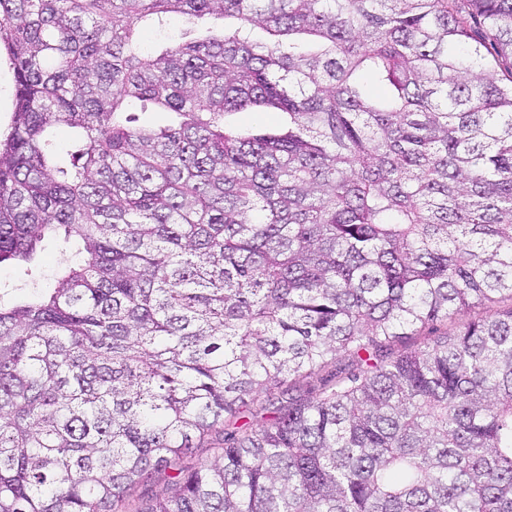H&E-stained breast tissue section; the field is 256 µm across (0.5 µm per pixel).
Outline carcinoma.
<instances>
[{"label": "carcinoma", "instance_id": "carcinoma-1", "mask_svg": "<svg viewBox=\"0 0 512 512\" xmlns=\"http://www.w3.org/2000/svg\"><path fill=\"white\" fill-rule=\"evenodd\" d=\"M172 14L222 28L143 50ZM0 55V264L82 254L0 305V512H112L167 469L137 512H512V308L387 349L512 301V0H0ZM249 108L284 124L226 125ZM13 77L5 63L0 64V126L6 127L12 110ZM51 135L58 146L57 162L60 166H68L70 153L73 150L74 132L68 128H52ZM509 304L510 302L505 301L466 308L452 316V318H448V322L437 321L433 325H429L425 329H422L416 335L408 336L407 338L395 342L392 345V350L395 353H400L403 351L424 348L431 344L438 336H442L447 332L448 334L451 333L459 322L484 318L494 312L507 309ZM357 360L358 359L355 356L342 355L336 358V362L329 361L328 365L324 369L316 372L315 374H312L310 377L302 381L301 385L305 392V395L308 398L316 397V394H318L317 390L320 378L322 376H325L328 372L331 371L335 372L334 370L336 368L346 369V371H348L349 369L352 370L353 368H356ZM264 403V396L257 397L254 402H249L246 407L242 408L237 418L231 419V422L227 421L224 423V432L235 430V426H240L244 423L255 429L268 422L272 414L262 409L261 405H264ZM236 420V425H234ZM224 433H213L212 435L206 437L204 441L198 445V447L193 448L192 452L189 453L186 457L183 458L181 465L186 468H191L196 466L198 463L213 460L215 459L221 452V447H224L223 440ZM220 442V444H218ZM176 471L169 470L168 472H159L153 474L151 480L148 482V485L142 487L138 492L134 493L133 496L129 498V502L126 500L124 508L122 510L125 511H135L139 508L143 501H145L149 497L162 496L164 494L170 493L172 488L174 487V481L176 479L172 478L175 476ZM143 491V494H140ZM137 495H143L140 499ZM135 499V501H133Z\"/></svg>", "mask_w": 512, "mask_h": 512}]
</instances>
